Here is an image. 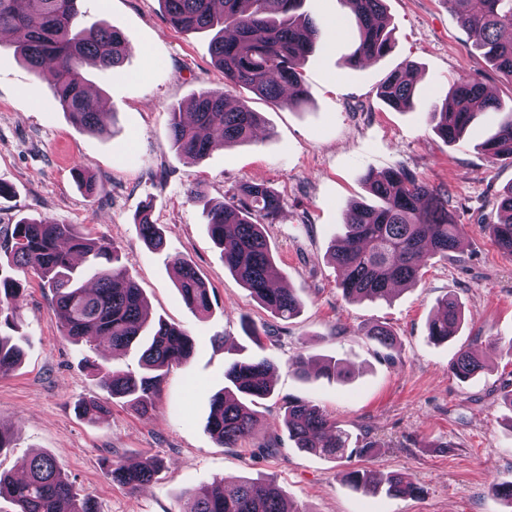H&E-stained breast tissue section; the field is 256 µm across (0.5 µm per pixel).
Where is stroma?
<instances>
[{
	"instance_id": "1",
	"label": "stroma",
	"mask_w": 512,
	"mask_h": 512,
	"mask_svg": "<svg viewBox=\"0 0 512 512\" xmlns=\"http://www.w3.org/2000/svg\"><path fill=\"white\" fill-rule=\"evenodd\" d=\"M79 8L86 22L103 18L121 30L131 48L117 69L84 68L113 121L103 134L77 127L17 54L18 38L0 37V182L12 189L0 198V237L21 220L46 218L114 243L150 322L162 318L185 330L193 352L167 373L150 416L116 400L104 419L90 420L78 404L104 393L87 359L137 374L140 351L69 341L51 313L49 289L37 275L20 276L24 355L0 376V428L14 439L0 451V471L19 474L25 457L49 453L99 512H186L188 492L247 479L273 480L299 512H512L491 490L512 482V407L503 402L512 391V256L489 230L498 220V194L512 185V164L491 161L480 148L512 111V84L484 59L445 0H385L395 47L358 68L344 64L356 30L339 0H305L306 11L333 30L306 61L309 98L293 108L225 86L209 36L173 27L160 0H80ZM407 61L417 66V99L412 111L399 112L379 99L378 87ZM469 73L479 74L499 107L479 113L462 139L448 144L428 112ZM203 89L246 102L262 124L251 142L215 143L195 161L169 140V108ZM79 164L104 184L103 193L85 194L74 176ZM399 166L448 189L465 251L457 262L427 261L417 288L387 300H346L330 250L350 206L371 199L367 175ZM243 182L265 184L282 199L265 234L283 286L302 302L292 319L274 316L225 268L201 207L189 198L199 187L221 201ZM148 199L165 235L160 252L135 223ZM177 257L191 260L205 281L209 313L185 305L172 270ZM447 296L464 321L447 343L435 344L427 325ZM246 320L268 324L271 338L255 344L243 330ZM375 324L393 332L392 348L364 336ZM462 349L485 363L466 381L448 373ZM299 353L316 364L343 360L348 380L299 379L288 368ZM242 357L274 362V392L259 409L254 436L225 448L205 423L227 363ZM291 397L317 404L352 437L375 442L374 454L335 461L295 448L282 422ZM145 456L162 462L150 483L132 491L113 481V463ZM361 466L402 473L422 493L353 491L342 472Z\"/></svg>"
}]
</instances>
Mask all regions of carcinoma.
<instances>
[{"instance_id":"obj_1","label":"carcinoma","mask_w":512,"mask_h":512,"mask_svg":"<svg viewBox=\"0 0 512 512\" xmlns=\"http://www.w3.org/2000/svg\"><path fill=\"white\" fill-rule=\"evenodd\" d=\"M169 21L180 29L213 31L214 61L224 72L225 82L247 88L267 101L288 107L306 101L302 65L314 47L324 39L326 29L316 18L302 11L304 0H160ZM354 15L357 37L346 66L364 61L378 62L393 51L392 31L384 21L385 0H340ZM460 25L477 48L507 79L512 80V0H446ZM24 33L21 56L34 75L46 82L54 100L76 125L92 133L107 131L109 116L87 92L82 69L88 61L103 69L123 62L127 46L122 33L107 21L84 24L78 0H0V31ZM416 66L407 62L391 71L380 85L379 96L389 107L406 112L414 108ZM498 108L479 77L467 74L453 84L442 106L434 107V132L445 142H455L471 124L478 111ZM192 118L183 117L182 107L170 112L169 138L181 153L204 159L216 137L226 144L251 140L261 124L260 113L242 103L227 108L224 93L204 90L191 100ZM493 161L512 163V113L497 133L483 143ZM369 192L378 204H353L344 224L342 242L330 252L336 265L338 283L344 296L353 301L384 300L397 285L416 287L422 281L424 261L439 255L448 260L461 253L460 225L448 211L449 192L431 186L404 168L366 178ZM191 200L202 206L207 229L215 244L223 248L224 267L276 317L288 320L300 312L301 303L292 290L278 288L279 271L271 254L263 222H273L281 199L269 188L242 183L228 200L215 203L196 188ZM152 205L142 206L138 230L145 243L160 250L164 237L150 218ZM500 220L493 225L499 248L512 255V186L497 202ZM0 251L12 257L22 271L37 274L49 288L51 312L68 338L104 340L114 350L134 343L143 345V373L135 376L112 371L96 361L90 369L107 393L102 402L81 405L84 415L100 416L108 404L123 399L139 415L148 416L169 367L190 357L192 344L181 328L162 319L152 327L145 341V300L140 289L116 266V247L93 241L73 224L48 220H22L10 228ZM75 254L89 262L92 284L84 280L72 262ZM176 285L186 306L206 313L211 297L203 279L190 261L173 260ZM23 289L19 283L0 276V327L13 329L21 317ZM462 321L458 302L446 297L439 313L429 321L427 337L445 343L455 336ZM368 339L388 348L393 333L376 325L364 333ZM20 346L0 331V375L18 364ZM482 369L469 351L457 354L448 368L450 375L469 379ZM268 358L236 359L224 371L227 385L213 398L206 430L217 443L234 448L250 438L258 424L259 401L274 391ZM318 377L344 379L342 362L328 358ZM288 437L296 448L321 456H342L346 452L367 453L373 442L352 440L319 407L288 398L283 418ZM23 477L0 473V496L7 495L18 512H97L91 499L79 497L63 467L48 453L35 454L21 463ZM158 463L144 458L135 467H112V479L135 490L152 481ZM345 483L365 495L385 493L392 497L413 496L419 487L402 474L378 477L364 470L343 474ZM190 512H297L272 480H245L227 487L216 483L190 494Z\"/></svg>"}]
</instances>
